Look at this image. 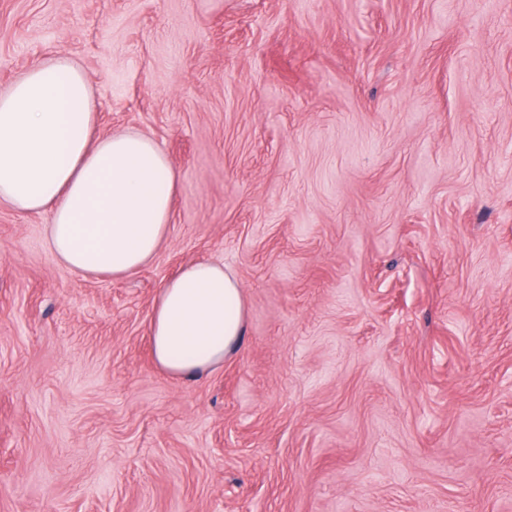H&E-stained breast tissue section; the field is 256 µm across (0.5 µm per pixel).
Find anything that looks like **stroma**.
<instances>
[{
	"instance_id": "stroma-1",
	"label": "stroma",
	"mask_w": 512,
	"mask_h": 512,
	"mask_svg": "<svg viewBox=\"0 0 512 512\" xmlns=\"http://www.w3.org/2000/svg\"><path fill=\"white\" fill-rule=\"evenodd\" d=\"M180 174L132 274L0 204V512H512V0H0ZM223 264V365L156 364L163 285Z\"/></svg>"
}]
</instances>
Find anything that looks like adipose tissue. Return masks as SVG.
<instances>
[{"instance_id":"obj_1","label":"adipose tissue","mask_w":512,"mask_h":512,"mask_svg":"<svg viewBox=\"0 0 512 512\" xmlns=\"http://www.w3.org/2000/svg\"><path fill=\"white\" fill-rule=\"evenodd\" d=\"M177 174L152 139L101 132L81 66L52 52L0 93V203L45 214L47 245L71 269L126 276L170 232ZM246 304L223 264L196 261L160 290L149 325L156 364L173 377L212 370L245 333Z\"/></svg>"}]
</instances>
